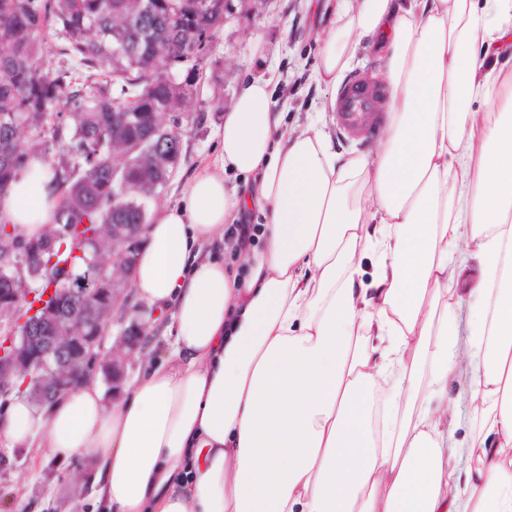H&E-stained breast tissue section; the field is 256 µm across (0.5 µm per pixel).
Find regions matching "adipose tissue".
<instances>
[{"label": "adipose tissue", "instance_id": "1", "mask_svg": "<svg viewBox=\"0 0 512 512\" xmlns=\"http://www.w3.org/2000/svg\"><path fill=\"white\" fill-rule=\"evenodd\" d=\"M364 41L392 87L376 151L337 152L317 117L282 132L250 80L129 276L173 310L169 362L116 401L93 378L42 407L11 396L1 446L84 459L103 512H512V0H339L316 81L339 84ZM47 181L34 159L0 198L20 238L54 220ZM251 207L265 222L237 268L201 257ZM463 358L478 426L455 458L429 401Z\"/></svg>", "mask_w": 512, "mask_h": 512}]
</instances>
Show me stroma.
<instances>
[{
	"mask_svg": "<svg viewBox=\"0 0 512 512\" xmlns=\"http://www.w3.org/2000/svg\"><path fill=\"white\" fill-rule=\"evenodd\" d=\"M337 0H237L217 29L200 63L201 75L192 97L180 111L162 114L161 122L179 125L181 160L150 214L181 203L199 166L220 150L219 130L241 88L251 79L271 74V96L287 105L285 130L302 128L321 116L325 131L340 151H375L383 132L384 112L372 113L362 130L345 128L331 102L337 91L316 85L311 75L320 63L321 36L334 18ZM275 72H268V64ZM169 314L157 311L145 345L127 364V379L141 377L148 361L170 357L174 335L167 332ZM448 405L454 424L449 447H468L476 427L468 383L449 381ZM81 474L74 463L44 459L36 448L0 447V512H94L88 493L79 492Z\"/></svg>",
	"mask_w": 512,
	"mask_h": 512,
	"instance_id": "1",
	"label": "stroma"
}]
</instances>
